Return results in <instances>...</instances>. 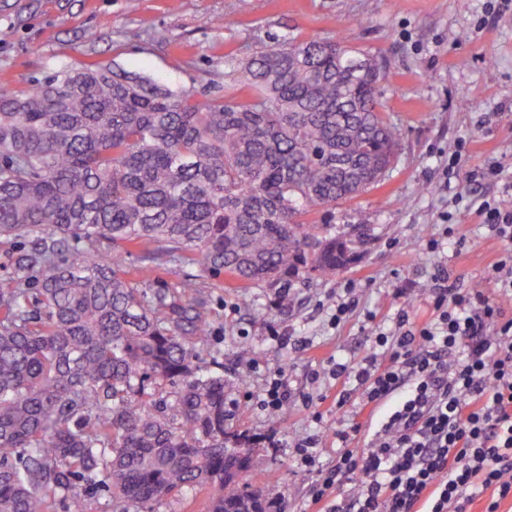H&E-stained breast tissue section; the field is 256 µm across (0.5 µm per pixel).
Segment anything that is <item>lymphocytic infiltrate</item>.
I'll list each match as a JSON object with an SVG mask.
<instances>
[{
    "instance_id": "1",
    "label": "lymphocytic infiltrate",
    "mask_w": 512,
    "mask_h": 512,
    "mask_svg": "<svg viewBox=\"0 0 512 512\" xmlns=\"http://www.w3.org/2000/svg\"><path fill=\"white\" fill-rule=\"evenodd\" d=\"M467 152L459 142L444 171L472 187L453 196L445 234L465 245L456 213L480 217L501 245L491 266L495 292L464 293L438 275L432 319L416 323L400 313L393 333L376 332L360 363H334L332 379L346 383L336 405L357 414L336 435V462L321 469L315 437L293 445L301 467L321 470L309 491L318 512H473L477 505L501 512L512 500V318L501 305L512 299V204L503 202L512 181L502 182L498 161L463 169ZM495 184L500 197L480 194ZM369 419L379 425L361 449L355 442ZM354 475L356 491L333 500L336 484Z\"/></svg>"
}]
</instances>
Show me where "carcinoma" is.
<instances>
[{
    "instance_id": "carcinoma-1",
    "label": "carcinoma",
    "mask_w": 512,
    "mask_h": 512,
    "mask_svg": "<svg viewBox=\"0 0 512 512\" xmlns=\"http://www.w3.org/2000/svg\"><path fill=\"white\" fill-rule=\"evenodd\" d=\"M375 60L288 37L227 55L222 99L106 67L0 90V238L30 243L0 288V512H83L99 489L118 512L192 489L207 512H274V487L240 489L263 457L224 442V375L199 365V279L285 294L350 259L306 216L389 177ZM174 266L199 273L149 277Z\"/></svg>"
}]
</instances>
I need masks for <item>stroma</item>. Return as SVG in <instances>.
<instances>
[{"label":"stroma","instance_id":"35a3bbf8","mask_svg":"<svg viewBox=\"0 0 512 512\" xmlns=\"http://www.w3.org/2000/svg\"><path fill=\"white\" fill-rule=\"evenodd\" d=\"M485 0H0V88L66 67L107 66L200 98L224 94V57L274 38L340 39L382 60L385 105L400 128L389 178L333 215L337 234L358 237L356 258L329 279H299L288 293L254 288L251 306L238 288L208 289L204 365L220 362L236 404L233 428L254 437L262 470L243 486H275L281 512H308L316 471L297 466L294 442L314 435L330 462L336 433L349 418L336 409L330 361L359 362L373 344V324L392 325L399 311L430 316L438 272L456 287L492 292L490 264L499 247L475 213L460 216L469 248L445 244L443 213L463 183L442 171L459 140L466 167L497 159L512 166V17L477 29ZM233 26H224V19ZM472 105L462 110L460 97ZM430 192H422V185ZM353 288L356 311L341 326L330 317L338 294ZM403 297H396V290ZM284 371L291 397L281 411L260 404L267 377Z\"/></svg>","mask_w":512,"mask_h":512}]
</instances>
